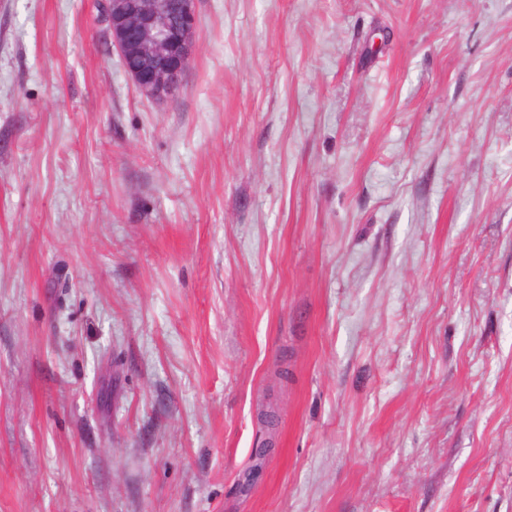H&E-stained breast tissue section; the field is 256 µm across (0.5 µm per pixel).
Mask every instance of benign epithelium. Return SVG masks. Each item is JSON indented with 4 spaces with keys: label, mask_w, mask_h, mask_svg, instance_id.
Instances as JSON below:
<instances>
[{
    "label": "benign epithelium",
    "mask_w": 512,
    "mask_h": 512,
    "mask_svg": "<svg viewBox=\"0 0 512 512\" xmlns=\"http://www.w3.org/2000/svg\"><path fill=\"white\" fill-rule=\"evenodd\" d=\"M107 22L125 71L142 94L165 101L196 48L194 0H107Z\"/></svg>",
    "instance_id": "obj_1"
}]
</instances>
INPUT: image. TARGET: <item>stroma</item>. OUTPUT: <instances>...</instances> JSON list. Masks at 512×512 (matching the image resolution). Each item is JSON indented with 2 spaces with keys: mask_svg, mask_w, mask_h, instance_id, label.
<instances>
[{
  "mask_svg": "<svg viewBox=\"0 0 512 512\" xmlns=\"http://www.w3.org/2000/svg\"><path fill=\"white\" fill-rule=\"evenodd\" d=\"M101 3L0 0V512H512V0H197L160 105Z\"/></svg>",
  "mask_w": 512,
  "mask_h": 512,
  "instance_id": "obj_1",
  "label": "stroma"
}]
</instances>
